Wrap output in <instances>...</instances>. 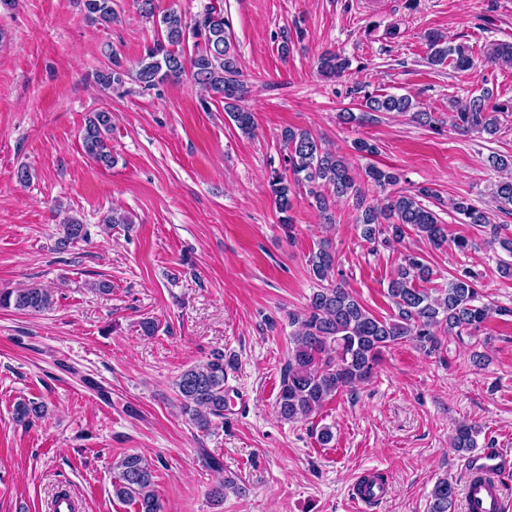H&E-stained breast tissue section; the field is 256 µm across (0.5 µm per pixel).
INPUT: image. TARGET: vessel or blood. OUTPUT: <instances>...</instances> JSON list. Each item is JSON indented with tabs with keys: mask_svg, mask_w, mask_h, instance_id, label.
<instances>
[{
	"mask_svg": "<svg viewBox=\"0 0 512 512\" xmlns=\"http://www.w3.org/2000/svg\"><path fill=\"white\" fill-rule=\"evenodd\" d=\"M470 476L466 490L467 512H502V474L512 471V451L491 448L465 462Z\"/></svg>",
	"mask_w": 512,
	"mask_h": 512,
	"instance_id": "b4317fda",
	"label": "vessel or blood"
}]
</instances>
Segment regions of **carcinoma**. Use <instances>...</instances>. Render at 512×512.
<instances>
[{
    "mask_svg": "<svg viewBox=\"0 0 512 512\" xmlns=\"http://www.w3.org/2000/svg\"><path fill=\"white\" fill-rule=\"evenodd\" d=\"M115 0H83L89 20L109 26L118 19ZM143 17L152 21L158 38L145 49L135 72L126 69L117 55L100 69L95 82L104 90L119 88L125 79L134 78L150 91L184 76L205 92L224 100L228 112L242 134L249 136L256 128L255 113L239 102L246 94L238 54L226 35L224 9L210 5L204 12L188 20L175 10L156 15L154 0H138ZM192 43V52L186 44ZM427 61L436 66L447 63L459 72L476 68L474 56L463 47L443 40L431 32L427 35ZM484 62L512 67V43H492L484 52ZM349 62L336 51H325L318 57V72L332 79L344 73ZM362 106L367 112H409L414 109L407 95L366 94ZM452 126L495 136L501 131V119L512 115V101L491 102L490 92L465 103L451 104ZM112 116L107 110L92 113L83 129L86 152L104 167L113 164L108 135ZM286 151L285 166L273 170L269 191L279 214V222L293 227L292 212L298 201L297 190L306 188L314 199L324 223H333L331 198L351 197L364 206V194L349 162L325 142L303 129L288 128L282 132ZM367 180L377 188L390 189L381 206H365L359 216L362 237L372 245L400 242L413 232L438 248L446 241L444 225L436 213L423 203L435 197L428 187L414 191L399 186L398 173L369 166ZM493 198L502 211L512 212V176L494 184ZM451 212L465 217L464 223L483 227L489 223L485 212L466 198H456L448 205ZM87 234L85 226L73 218L62 225L56 248L66 250ZM489 244H499L512 256V233L509 225L495 224L489 229ZM309 273L317 288L309 297L306 310L290 314L295 326L284 369L276 407L279 416L289 422L305 420L323 404L347 388L368 380L384 350L401 342L413 341L429 351L440 347L439 334L474 336L494 316L503 313L481 302L477 274L466 271L436 289V294L420 287L431 279L432 270L422 254H404L397 274L388 285L387 295L395 313L379 318L371 313L336 277V254L331 243L321 241L308 254ZM53 305L52 295L37 286L0 291V308L41 313ZM231 361L217 352L206 362L192 366L176 380L177 397L183 414L202 432L210 431L216 421L224 419L227 368ZM45 406L33 399H21L13 410L16 423L27 427L44 415ZM478 430L462 424L456 429L454 448L470 452L476 447ZM118 480L112 484L113 494L136 505V512H162L155 490V470L140 454H126L115 465ZM458 496L456 485L446 477L436 480L429 496L428 512H455Z\"/></svg>",
    "mask_w": 512,
    "mask_h": 512,
    "instance_id": "carcinoma-1",
    "label": "carcinoma"
}]
</instances>
